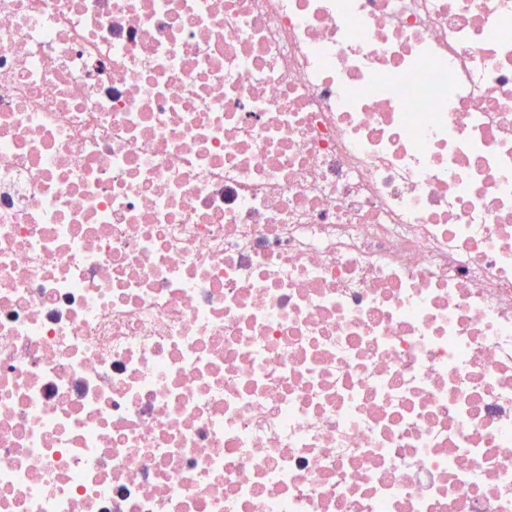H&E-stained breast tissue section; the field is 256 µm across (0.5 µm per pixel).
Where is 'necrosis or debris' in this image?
Masks as SVG:
<instances>
[{
    "mask_svg": "<svg viewBox=\"0 0 512 512\" xmlns=\"http://www.w3.org/2000/svg\"><path fill=\"white\" fill-rule=\"evenodd\" d=\"M0 512H512V0H0Z\"/></svg>",
    "mask_w": 512,
    "mask_h": 512,
    "instance_id": "obj_1",
    "label": "necrosis or debris"
}]
</instances>
